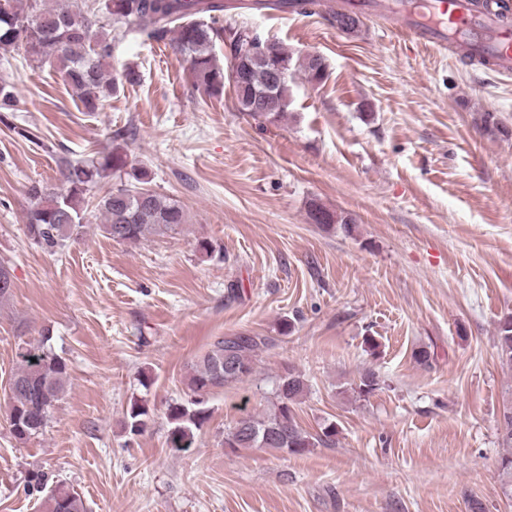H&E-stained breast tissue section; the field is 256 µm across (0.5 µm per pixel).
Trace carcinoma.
I'll return each mask as SVG.
<instances>
[{"label": "carcinoma", "mask_w": 512, "mask_h": 512, "mask_svg": "<svg viewBox=\"0 0 512 512\" xmlns=\"http://www.w3.org/2000/svg\"><path fill=\"white\" fill-rule=\"evenodd\" d=\"M299 3L310 13L319 0H244L234 6L227 0H103L102 10L121 32L135 31L147 40L170 46L187 57L189 78L195 90L212 97L224 95L230 86L240 112L263 110L269 121L281 118L288 109L290 83L300 72L310 83L327 76L324 59L307 54L294 57L282 43L263 39L247 28L223 23L224 12L236 7L261 12L268 8L288 11ZM114 38L99 24L96 14L68 6H49L46 0H0V49L20 48L31 62L48 63L63 76L85 112H97L118 90L108 71ZM222 43L229 63L221 68L214 47ZM274 96L265 101L261 93ZM14 85L0 77V123L16 135L31 140L28 128L10 123L16 111ZM128 132L113 134L116 145L101 157L59 159L60 185L49 187L34 182L28 188L30 207L26 232L43 250L54 254L72 237L83 233L91 203L103 219L106 235L119 243H138L150 233L186 223L183 207L176 200L146 187L148 170L130 160L121 146ZM133 179L107 186L114 175ZM309 220L329 228L335 224L350 232L354 219L331 211L312 199ZM498 341L503 361L512 366V316L500 320ZM48 339L17 353L19 366L8 383L9 427L19 441L43 434L50 410L64 393L69 381L66 360L46 346ZM269 346V339L257 335L222 336L192 366L188 387L193 394L187 403L168 408L167 444L187 452L195 444L196 432L208 418L204 395L237 383L254 370V357ZM380 386L379 376L367 370L360 375L358 395L367 397ZM307 388L305 379L293 370L283 375L276 388V403L264 417L240 418L224 434L226 448H273L289 455H302L314 448L336 443V427L329 423L312 434L296 421L295 404ZM150 422L145 404L133 398L122 426L132 436L141 435ZM48 475L29 472L24 490L42 494ZM67 512H85L81 497L64 488L54 490L42 504L43 512H58L60 501Z\"/></svg>", "instance_id": "obj_1"}]
</instances>
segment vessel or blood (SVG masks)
<instances>
[{"label": "vessel or blood", "instance_id": "vessel-or-blood-1", "mask_svg": "<svg viewBox=\"0 0 512 512\" xmlns=\"http://www.w3.org/2000/svg\"><path fill=\"white\" fill-rule=\"evenodd\" d=\"M432 2L435 11L428 16L400 6L397 0H355L354 6L361 11L400 15V26L407 34L441 51L455 43H467L474 63L490 58L495 60L498 74L512 75V24L496 13L476 10L472 0Z\"/></svg>", "mask_w": 512, "mask_h": 512}]
</instances>
